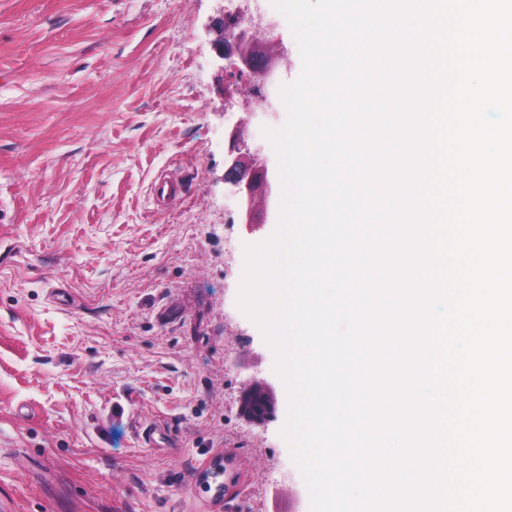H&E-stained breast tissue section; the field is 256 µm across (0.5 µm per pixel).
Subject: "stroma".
<instances>
[{"instance_id": "1", "label": "stroma", "mask_w": 512, "mask_h": 512, "mask_svg": "<svg viewBox=\"0 0 512 512\" xmlns=\"http://www.w3.org/2000/svg\"><path fill=\"white\" fill-rule=\"evenodd\" d=\"M221 0H0V512H309L280 430L284 385L236 304L247 225L229 192L239 99L215 53ZM301 71L270 0H252ZM278 89L248 143L285 120ZM173 171L181 199L151 184ZM253 381L278 410L240 415ZM165 423L156 445L147 425ZM236 449L225 501L203 468Z\"/></svg>"}]
</instances>
